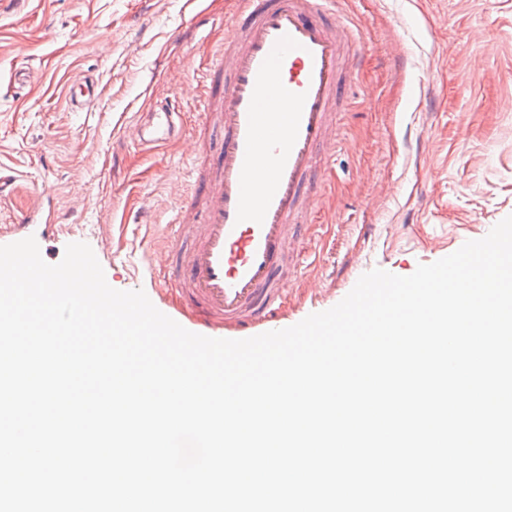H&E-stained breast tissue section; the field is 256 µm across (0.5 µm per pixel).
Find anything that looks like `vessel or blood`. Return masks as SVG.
<instances>
[{
  "instance_id": "b4317fda",
  "label": "vessel or blood",
  "mask_w": 512,
  "mask_h": 512,
  "mask_svg": "<svg viewBox=\"0 0 512 512\" xmlns=\"http://www.w3.org/2000/svg\"><path fill=\"white\" fill-rule=\"evenodd\" d=\"M338 0H236L232 32L212 68L220 129L210 165L176 207L151 263L162 284L206 328L243 332L274 321L285 291L282 271L301 245L303 213L335 146L337 106L362 52L358 29L336 10ZM68 106L92 111L96 79H75ZM179 112L159 104L137 129L154 147L177 132ZM56 216L23 214L0 230V245L58 233Z\"/></svg>"
}]
</instances>
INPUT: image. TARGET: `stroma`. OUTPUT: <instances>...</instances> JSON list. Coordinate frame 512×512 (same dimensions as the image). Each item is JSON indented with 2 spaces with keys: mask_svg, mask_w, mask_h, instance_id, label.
Returning a JSON list of instances; mask_svg holds the SVG:
<instances>
[{
  "mask_svg": "<svg viewBox=\"0 0 512 512\" xmlns=\"http://www.w3.org/2000/svg\"><path fill=\"white\" fill-rule=\"evenodd\" d=\"M234 0H31L0 9V226L48 197L62 233L40 241L59 263L67 244L96 245L108 284L148 290L189 331L174 295L154 291L144 223H171L179 195L215 129L202 125L205 79L224 43ZM365 33L324 191L306 224L276 326L338 304L361 275L399 276L446 257L512 215V0H345ZM33 69L22 87L13 76ZM99 81L91 112L70 111L75 75ZM164 99L182 114L179 137L143 151L133 135Z\"/></svg>",
  "mask_w": 512,
  "mask_h": 512,
  "instance_id": "obj_1",
  "label": "stroma"
}]
</instances>
